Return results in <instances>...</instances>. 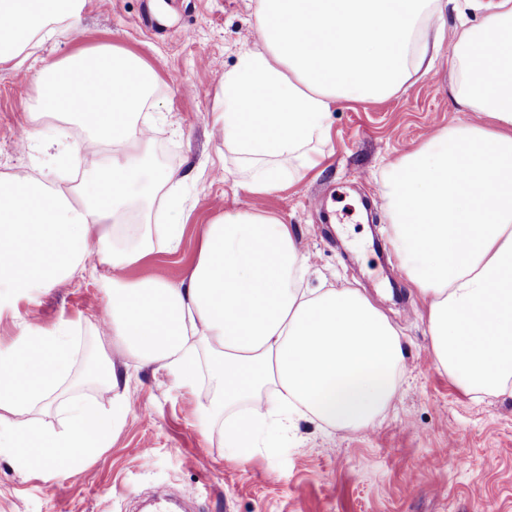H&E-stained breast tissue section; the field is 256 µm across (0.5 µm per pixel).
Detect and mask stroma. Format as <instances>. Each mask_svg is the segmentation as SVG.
Wrapping results in <instances>:
<instances>
[{"mask_svg":"<svg viewBox=\"0 0 512 512\" xmlns=\"http://www.w3.org/2000/svg\"><path fill=\"white\" fill-rule=\"evenodd\" d=\"M481 12L458 0L442 20L434 70L406 92L380 100L342 101L331 116L321 163L300 179L254 198L247 171L212 123L218 83L241 54L258 48L254 0H86L75 25H63L38 49L58 58L102 42L141 57L157 78L143 110L153 125L155 167L185 175L191 216L180 249L126 269L130 279L176 282L198 254V230L224 211L259 204L289 224L313 266L308 285L355 288L399 331L405 381L388 408L366 428L322 432L298 423L273 448L233 458L194 424L211 400L207 380L186 388L173 374L141 365L113 344L104 320V291L92 279L64 280L0 311V350L25 328L71 325L72 396L100 409L113 393L85 381L89 357L128 365L129 409L112 442L84 470L52 478L42 468L20 472L0 456V512H136L138 497L166 487L193 499L197 512H512V399L474 400L435 365L424 309L400 266H385L391 229L382 179L403 155L440 129L476 121L448 93L460 19ZM37 61L0 64V175L48 171L42 144L75 143L87 127L44 122L40 137L20 146L35 91Z\"/></svg>","mask_w":512,"mask_h":512,"instance_id":"stroma-1","label":"stroma"}]
</instances>
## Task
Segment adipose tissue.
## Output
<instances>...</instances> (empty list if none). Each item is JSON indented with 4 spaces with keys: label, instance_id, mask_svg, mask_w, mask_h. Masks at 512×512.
<instances>
[{
    "label": "adipose tissue",
    "instance_id": "obj_1",
    "mask_svg": "<svg viewBox=\"0 0 512 512\" xmlns=\"http://www.w3.org/2000/svg\"><path fill=\"white\" fill-rule=\"evenodd\" d=\"M84 0H0V64L23 65ZM442 0H255L261 46L220 81L213 126L251 167L250 194L319 163L340 100L397 95L430 71L429 16ZM450 94L478 124L434 135L394 163L382 183L401 268L425 303L438 370L465 393L512 398V0L481 24H461ZM149 65L113 44L42 60L26 139L43 120L91 118L75 146L93 156L78 186L50 188L24 172L0 176V310L76 277L100 280L113 343L191 387L199 353L215 359V399L203 421L228 454L273 444L274 429L306 420L359 430L391 403L404 376L395 327L355 288H308L309 260L289 225L265 210L227 212L203 226L198 258L175 283L123 277L155 252H176L188 214L178 171L148 165L139 115ZM113 155L99 161L104 141ZM165 223L153 224V206ZM97 257L86 265L88 257ZM68 324L27 329L0 352V456L73 475L108 448L126 403L109 411L74 398L60 427L29 410L65 380Z\"/></svg>",
    "mask_w": 512,
    "mask_h": 512
}]
</instances>
